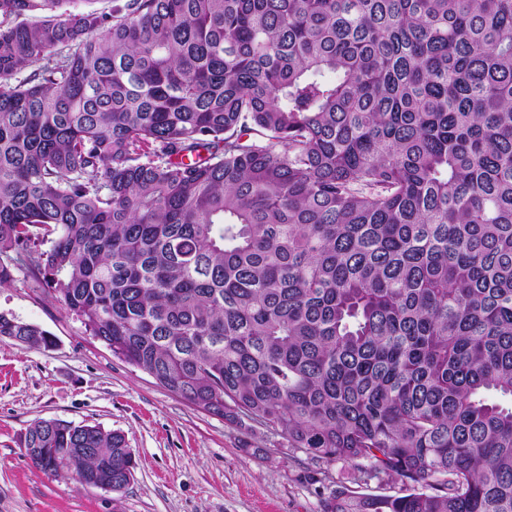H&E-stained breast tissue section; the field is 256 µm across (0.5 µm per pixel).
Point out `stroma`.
<instances>
[{
	"instance_id": "stroma-1",
	"label": "stroma",
	"mask_w": 512,
	"mask_h": 512,
	"mask_svg": "<svg viewBox=\"0 0 512 512\" xmlns=\"http://www.w3.org/2000/svg\"><path fill=\"white\" fill-rule=\"evenodd\" d=\"M0 311L54 336L49 349L0 338V512H317L319 488L300 482L302 453L265 428L244 434L196 409L103 342L31 278L0 288ZM98 425L124 435L136 469L118 492L34 468L21 441L39 419ZM329 487L395 494L339 462Z\"/></svg>"
}]
</instances>
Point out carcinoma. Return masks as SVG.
<instances>
[{"label": "carcinoma", "mask_w": 512, "mask_h": 512, "mask_svg": "<svg viewBox=\"0 0 512 512\" xmlns=\"http://www.w3.org/2000/svg\"><path fill=\"white\" fill-rule=\"evenodd\" d=\"M64 2L0 0V287L32 274L309 483L399 484L319 512H512V0ZM21 446L102 490L136 468L97 425ZM330 479L326 481L329 487H342L353 493H371L392 495L398 491V486L391 481L371 480L363 482L357 466L350 462H339L332 466Z\"/></svg>", "instance_id": "obj_1"}]
</instances>
